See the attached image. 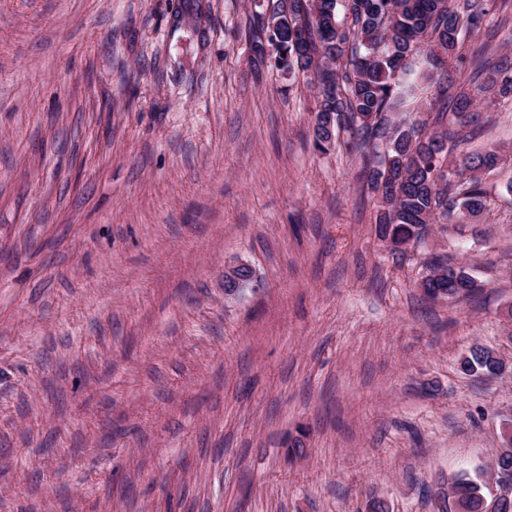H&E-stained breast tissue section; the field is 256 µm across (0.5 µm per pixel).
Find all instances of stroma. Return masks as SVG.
I'll list each match as a JSON object with an SVG mask.
<instances>
[{"label": "stroma", "mask_w": 512, "mask_h": 512, "mask_svg": "<svg viewBox=\"0 0 512 512\" xmlns=\"http://www.w3.org/2000/svg\"><path fill=\"white\" fill-rule=\"evenodd\" d=\"M488 8L449 95L512 61ZM258 10L0 0V512H442L495 461L512 373L457 360L512 363V99L469 145L502 157L485 210L395 255L312 84L255 74ZM434 256L479 291L425 297ZM459 365L464 373L477 378H492L502 374V362L495 351L474 346L459 357Z\"/></svg>", "instance_id": "obj_1"}]
</instances>
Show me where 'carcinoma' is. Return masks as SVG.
Wrapping results in <instances>:
<instances>
[{
    "instance_id": "cac0c4a2",
    "label": "carcinoma",
    "mask_w": 512,
    "mask_h": 512,
    "mask_svg": "<svg viewBox=\"0 0 512 512\" xmlns=\"http://www.w3.org/2000/svg\"><path fill=\"white\" fill-rule=\"evenodd\" d=\"M449 0H269L248 28L253 66L267 61L284 73H307L318 90L313 147L362 155L361 176L377 196L376 231L394 252L421 241L432 224H449L463 210L485 206V181L497 169V149L462 154L478 121L475 108L491 97L512 96V65L487 66L455 97L454 112L431 120H394L407 88L408 61L423 57V78L446 89L441 72L457 57L461 33H474L487 15L481 3L455 9ZM349 138L339 140L340 133ZM418 287L428 298L452 299L478 292L466 268L432 259ZM464 373L477 378L502 374L495 351L474 346L459 357ZM493 492L484 473H461L448 484L455 512H488Z\"/></svg>"
}]
</instances>
